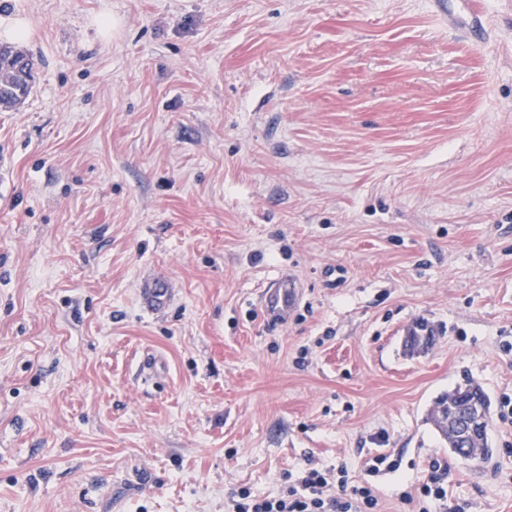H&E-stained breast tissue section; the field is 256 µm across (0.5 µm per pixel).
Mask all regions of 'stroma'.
Instances as JSON below:
<instances>
[{
    "label": "stroma",
    "instance_id": "obj_1",
    "mask_svg": "<svg viewBox=\"0 0 512 512\" xmlns=\"http://www.w3.org/2000/svg\"><path fill=\"white\" fill-rule=\"evenodd\" d=\"M16 14L0 512H225L380 454L390 512L434 459L449 508L512 512V0H0ZM284 273L303 298L274 326ZM421 321L434 344L404 355ZM467 380L483 461L427 421ZM300 299V290L292 277L281 275L261 291L260 309L269 323L283 322Z\"/></svg>",
    "mask_w": 512,
    "mask_h": 512
}]
</instances>
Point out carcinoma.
I'll return each mask as SVG.
<instances>
[{
	"mask_svg": "<svg viewBox=\"0 0 512 512\" xmlns=\"http://www.w3.org/2000/svg\"><path fill=\"white\" fill-rule=\"evenodd\" d=\"M32 64L29 55L14 46H0V106L13 107L27 98L31 91L32 74L25 71ZM433 335L428 325L420 322L404 340V350L419 354L429 348ZM480 414L482 429L469 438L453 439V421L467 418L471 413ZM490 400L483 388L474 381L458 385L438 397L431 409L429 420L448 441L452 452L462 458L489 455Z\"/></svg>",
	"mask_w": 512,
	"mask_h": 512,
	"instance_id": "carcinoma-1",
	"label": "carcinoma"
}]
</instances>
